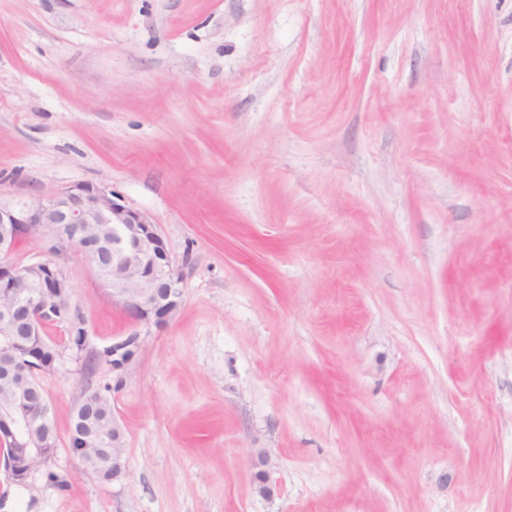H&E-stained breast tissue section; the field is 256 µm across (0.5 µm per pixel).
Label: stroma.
<instances>
[{
    "instance_id": "35a3bbf8",
    "label": "stroma",
    "mask_w": 512,
    "mask_h": 512,
    "mask_svg": "<svg viewBox=\"0 0 512 512\" xmlns=\"http://www.w3.org/2000/svg\"><path fill=\"white\" fill-rule=\"evenodd\" d=\"M78 182L183 302L136 326L69 257L58 447L0 512H512V0H0V192ZM89 381L109 485L68 445ZM140 334L134 333L121 340L112 342V371L123 370L135 357L141 346ZM90 395L100 396L104 401V407L93 414H84L81 417V427H76L78 436L84 432L92 431L98 434L95 448H89L95 443L91 438H85L82 448H70L72 453L79 457L86 472L100 484H110L125 476L124 460V431L119 421L112 415L110 399L98 388L94 387L88 392ZM123 433V436H122ZM113 447V448H112ZM97 448H112V454L108 453L105 462L101 461Z\"/></svg>"
}]
</instances>
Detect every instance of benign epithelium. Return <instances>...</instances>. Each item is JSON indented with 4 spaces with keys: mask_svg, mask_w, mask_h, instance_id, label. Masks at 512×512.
<instances>
[{
    "mask_svg": "<svg viewBox=\"0 0 512 512\" xmlns=\"http://www.w3.org/2000/svg\"><path fill=\"white\" fill-rule=\"evenodd\" d=\"M112 226V264L86 233V226ZM24 241L44 245L43 255L26 262L0 260V350L7 359L3 382L6 391L15 380L33 383L37 374L52 370L55 362L37 367L25 355L13 353L19 336H40L50 326L69 321L72 284L61 260L78 253L100 280L106 297L126 317L143 325L160 327L173 318L183 302V271L171 257L163 236L150 216L125 204L112 188L90 182L75 183L37 201L0 196V255L16 251ZM134 333L112 343V370L124 369L141 346ZM112 420V452L101 460L91 438L72 449L86 472L101 484L125 476L124 436ZM57 432L28 412L24 398L14 403L9 418L0 419V455L10 444L12 456L6 470L10 479L32 488V477L52 458ZM268 459L261 456L254 475L258 492L272 494Z\"/></svg>",
    "mask_w": 512,
    "mask_h": 512,
    "instance_id": "7a95c632",
    "label": "benign epithelium"
}]
</instances>
